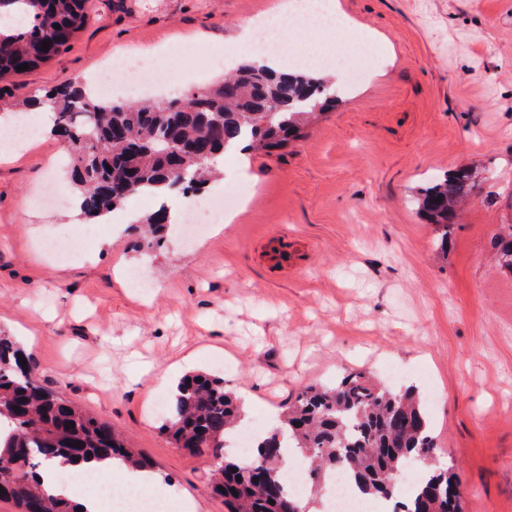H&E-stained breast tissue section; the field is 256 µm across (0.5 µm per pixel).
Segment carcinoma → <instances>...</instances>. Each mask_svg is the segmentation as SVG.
<instances>
[{
	"label": "carcinoma",
	"instance_id": "cac0c4a2",
	"mask_svg": "<svg viewBox=\"0 0 512 512\" xmlns=\"http://www.w3.org/2000/svg\"><path fill=\"white\" fill-rule=\"evenodd\" d=\"M84 4L0 0V80L20 65L33 69L66 50L86 23ZM44 41L50 42L46 51ZM339 99L329 77L248 63L200 90L150 102L107 101L76 82L55 85L39 98H16L0 87L1 105L52 113L50 133L66 144L71 179L82 194L80 216L92 223L133 196L164 199L175 190H203L216 157L239 147L281 149L302 138L304 128ZM478 181L479 173L459 168L418 190V208L434 225L442 250L460 204ZM137 223L141 239L134 247L157 243L168 234L169 208L159 204ZM495 249L501 267L512 272V232L499 236ZM244 428L238 400L220 378H185L167 400L165 432L177 447L207 453L211 489L224 497L226 512H300L299 494L285 483L288 448L299 449L313 491L324 492L327 479L343 471L361 496L391 503L392 512H448V497L460 500L456 476L443 468L420 474L405 497L386 481L420 455L438 453L413 387L394 393L353 370L333 386L308 387L280 425L254 438L251 462L239 464L227 448ZM105 456L153 472L151 461L127 448L111 425L82 411L63 390L41 384L34 361L0 336V458L17 463L15 469L0 467V500L13 501L21 512H80L76 501L47 493L40 471L58 459L78 463Z\"/></svg>",
	"mask_w": 512,
	"mask_h": 512
}]
</instances>
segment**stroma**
Here are the masks:
<instances>
[{
  "instance_id": "35a3bbf8",
  "label": "stroma",
  "mask_w": 512,
  "mask_h": 512,
  "mask_svg": "<svg viewBox=\"0 0 512 512\" xmlns=\"http://www.w3.org/2000/svg\"><path fill=\"white\" fill-rule=\"evenodd\" d=\"M278 0H86L68 48L6 77L25 97L117 57L207 46L244 61L237 37ZM365 80L302 140L225 156L213 190L239 187L234 223L192 244L137 250L105 224L80 255L42 243L84 227L41 202L65 145L43 134L0 159V334L32 353L41 383L118 428L183 512H224L204 457L175 448L161 405L207 373L269 425L308 386L359 370L415 387L463 512H512V273L494 260L512 227V0H338ZM456 167L482 179L447 251L415 189ZM149 287H131L132 271ZM399 377H391L389 368Z\"/></svg>"
}]
</instances>
